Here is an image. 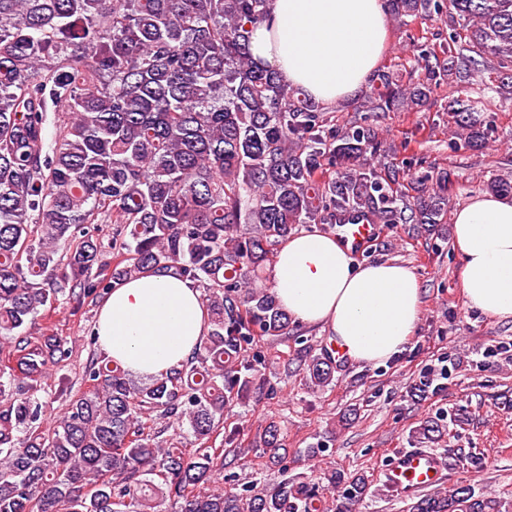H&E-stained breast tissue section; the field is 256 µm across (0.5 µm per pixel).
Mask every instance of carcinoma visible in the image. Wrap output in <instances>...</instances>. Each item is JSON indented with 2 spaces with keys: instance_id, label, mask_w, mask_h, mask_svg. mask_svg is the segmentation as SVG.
Instances as JSON below:
<instances>
[{
  "instance_id": "cac0c4a2",
  "label": "carcinoma",
  "mask_w": 512,
  "mask_h": 512,
  "mask_svg": "<svg viewBox=\"0 0 512 512\" xmlns=\"http://www.w3.org/2000/svg\"><path fill=\"white\" fill-rule=\"evenodd\" d=\"M394 21L448 19L435 46L409 36V65L369 80L362 115L334 111L256 64L249 34L272 0H0V512H321L316 487L293 479L250 496L207 490L240 429L224 423L258 376L262 342L291 317L266 284L276 250L304 224L447 223L451 173L405 182L407 150L385 146L378 114L417 112L443 87L494 65L495 83L444 97L450 143L480 151L486 94L512 89V0H384ZM68 118L46 140L47 112ZM111 224V242L101 237ZM112 261H107V249ZM173 270L204 288L210 328L181 369L138 382L105 357L50 425L37 397L68 357L56 336L28 333L40 312L96 299L128 278ZM311 390L333 380L326 354L297 352ZM223 448L158 440L153 419ZM443 415L413 430L431 442ZM252 445L279 450L270 421ZM158 475L156 486L147 479ZM326 512H352L368 477L329 473ZM410 512H512L470 489L427 494Z\"/></svg>"
}]
</instances>
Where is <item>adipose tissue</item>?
Returning a JSON list of instances; mask_svg holds the SVG:
<instances>
[{
	"mask_svg": "<svg viewBox=\"0 0 512 512\" xmlns=\"http://www.w3.org/2000/svg\"><path fill=\"white\" fill-rule=\"evenodd\" d=\"M270 13L250 33L253 60L323 105L356 97L388 47L383 0H273ZM453 236L466 306L512 318V199L486 194L459 206ZM271 284L292 319L324 328L363 365L404 351L420 321L411 269L357 263L350 247L316 229L278 248ZM207 329L198 288L171 271L112 288L95 325L108 357L145 380L180 369Z\"/></svg>",
	"mask_w": 512,
	"mask_h": 512,
	"instance_id": "adipose-tissue-1",
	"label": "adipose tissue"
}]
</instances>
